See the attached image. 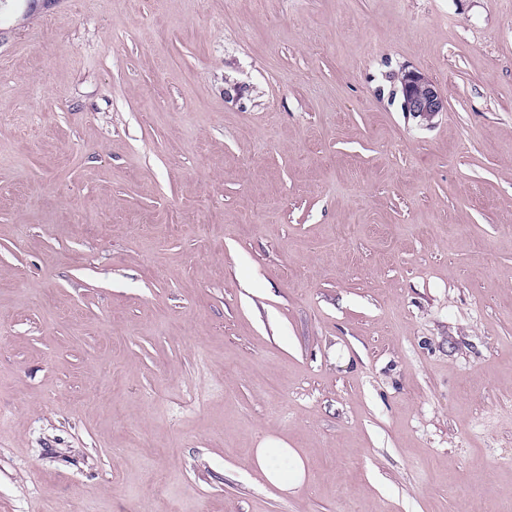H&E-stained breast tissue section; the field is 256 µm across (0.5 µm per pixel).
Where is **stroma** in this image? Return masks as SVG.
<instances>
[{"label":"stroma","instance_id":"1","mask_svg":"<svg viewBox=\"0 0 512 512\" xmlns=\"http://www.w3.org/2000/svg\"><path fill=\"white\" fill-rule=\"evenodd\" d=\"M63 507L512 512V0H0V512ZM398 95L401 110L419 116H433L447 110V101L424 74L415 70L404 71ZM253 468L261 475L265 483L280 493L294 491L305 480L306 466L300 454L288 443L277 436H265L253 449L251 456Z\"/></svg>","mask_w":512,"mask_h":512}]
</instances>
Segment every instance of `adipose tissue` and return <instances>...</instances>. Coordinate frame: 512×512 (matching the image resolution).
<instances>
[{
    "instance_id": "adipose-tissue-1",
    "label": "adipose tissue",
    "mask_w": 512,
    "mask_h": 512,
    "mask_svg": "<svg viewBox=\"0 0 512 512\" xmlns=\"http://www.w3.org/2000/svg\"><path fill=\"white\" fill-rule=\"evenodd\" d=\"M251 464L267 485L282 493L296 490L305 480L304 460L277 436L268 435L259 442L252 452Z\"/></svg>"
}]
</instances>
